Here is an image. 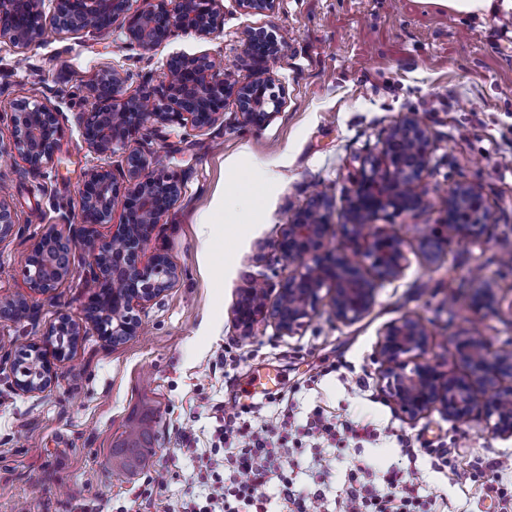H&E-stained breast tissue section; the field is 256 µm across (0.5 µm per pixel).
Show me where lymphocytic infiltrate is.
Returning <instances> with one entry per match:
<instances>
[{"mask_svg":"<svg viewBox=\"0 0 512 512\" xmlns=\"http://www.w3.org/2000/svg\"><path fill=\"white\" fill-rule=\"evenodd\" d=\"M294 429L295 419L287 413L257 425L236 414L217 417L216 441L208 452H198L190 437H183L180 453L197 461L203 493L182 499L177 512H270L266 488L273 482L288 512H323L324 491L299 489L288 474L287 443ZM361 432L358 424L319 414L304 427L305 437L319 444L357 440ZM366 472L361 465L352 473L339 512H422L424 502L411 472H387L380 490L366 481Z\"/></svg>","mask_w":512,"mask_h":512,"instance_id":"1","label":"lymphocytic infiltrate"}]
</instances>
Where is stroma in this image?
Here are the masks:
<instances>
[{"mask_svg":"<svg viewBox=\"0 0 512 512\" xmlns=\"http://www.w3.org/2000/svg\"><path fill=\"white\" fill-rule=\"evenodd\" d=\"M224 28L202 39L177 31L148 54L128 45L123 19L104 34L48 29L28 47L0 42V113L35 92L63 114L64 138L53 164L31 170L0 157V184L18 218L0 239V297L27 293V256L41 236L68 234L86 170L118 166L121 154L95 155L76 114L88 82L104 70L126 77L123 91L161 89L174 53H217L240 81L256 77L240 46L262 28L283 39L270 71L284 89L282 105L261 128L245 124L234 103L211 127L163 128L137 141L154 173L180 175L183 189L148 249L165 253L180 276L139 313L142 332L115 349L86 323L89 292L81 248L70 276L52 293L35 295L27 317L0 318V512H138L137 493L155 470L170 467L165 491L147 512H165L193 486V463L172 461L183 435L211 448L213 405L233 413L254 402L253 378L277 374L276 403L261 419L294 408L298 425L321 411L328 418L369 426L374 435L317 450L303 438L293 478L299 488L341 499L358 464L376 475L415 467L430 512H512V438L492 434L480 419L458 422L440 411L408 422L386 398L374 360L383 328L418 316L432 336L430 356L448 374L457 337L475 331L491 350L512 339V272L500 262L512 251V17L476 21L422 0H277L272 11L248 15L237 0H220ZM421 121L434 145L425 176L424 209L383 213L376 222L400 237L410 253L404 276L384 284L361 321L338 322L320 305L295 335L271 323L243 336L236 306L243 289L278 291L295 266L274 247L284 224L313 193L329 198L327 244L347 248L337 226L345 220L347 190L364 159L376 155L404 118ZM268 168L279 183L248 204L249 168ZM479 185L494 214L479 244L448 242L440 263L418 254L421 236L443 217L456 181ZM225 221L198 219L216 199ZM496 285L497 302L481 315L469 309L475 274ZM82 323L69 359L56 363L52 384L27 395L13 383L17 344H41L60 314ZM149 416L153 440L142 462L116 475L112 451L131 420ZM414 458H407L406 449Z\"/></svg>","mask_w":512,"mask_h":512,"instance_id":"1","label":"stroma"}]
</instances>
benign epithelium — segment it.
Masks as SVG:
<instances>
[{"mask_svg":"<svg viewBox=\"0 0 512 512\" xmlns=\"http://www.w3.org/2000/svg\"><path fill=\"white\" fill-rule=\"evenodd\" d=\"M44 0H0V41L26 47L41 35L46 25ZM132 0H59L54 23L65 33L108 30L112 19L121 16L129 45L142 53L152 51L172 30L210 39L223 30L219 0H151L146 9H132ZM248 14L273 10L275 0H238ZM259 46L251 52L260 76L248 82L225 76L219 58L209 54L171 55L165 64L164 84L157 95L143 86L135 95H126V77L116 70L103 71L88 84L95 100L89 112L78 116L81 135L100 155L125 151L120 176L110 166H95L84 174L79 210L70 235L47 234L37 246L54 248L56 257L42 267L24 266L29 290L45 295L71 274V250L76 241L90 242L87 254L90 284L110 288L112 279L122 277L128 287L112 292V326H97L112 346L124 345L140 328L139 310L167 291L179 272L161 252L146 255L154 227L181 193V180L174 173H149L147 156L128 145L148 134L155 126H190L203 129L223 115L226 102L233 101L245 123L261 128L278 113L283 87L267 73L268 63L280 55L283 44L259 28L245 37ZM60 112L35 98L13 104L8 115L11 139L0 140V155H17L34 170L53 164L64 136ZM431 143L420 122L407 118L393 128L379 154L364 162L361 178L349 190L345 222L341 225L350 250L327 245V197L313 194L306 205L293 214L275 242L276 250L288 260H300L302 267L289 274L275 298L265 288L244 291L237 306V320L245 336L269 320L284 335L292 336L323 301H328L336 320L351 325L365 318L376 302L383 283L402 277L410 258L403 241L375 223L386 210L413 212L426 205L424 177L429 166ZM121 211L113 223L115 210ZM493 214L479 186L459 181L448 194L443 220L448 239L477 242ZM16 224L15 212L0 190V238L9 235ZM98 224L112 225L111 235L101 238L94 231ZM420 252L430 263L441 254L439 239L426 235ZM493 282L480 281L469 307L479 314L493 306ZM68 323L72 335H83L81 325L62 314L48 329L43 347L57 352V328ZM431 336L422 320L404 316L383 329L375 350L380 380L387 398L403 417L416 420L434 408L455 421L481 418L500 437H512V352H490L485 341L472 335L460 337L455 353L466 366L460 375H448L430 364L426 355Z\"/></svg>","mask_w":512,"mask_h":512,"instance_id":"benign-epithelium-1","label":"benign epithelium"}]
</instances>
